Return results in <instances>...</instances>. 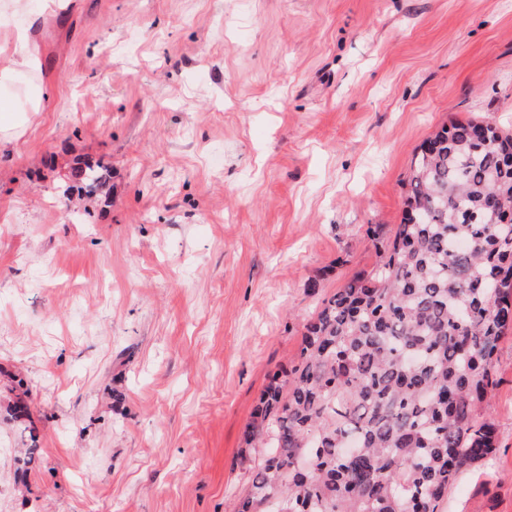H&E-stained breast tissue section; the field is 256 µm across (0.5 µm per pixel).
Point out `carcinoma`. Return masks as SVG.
<instances>
[{"instance_id": "carcinoma-1", "label": "carcinoma", "mask_w": 512, "mask_h": 512, "mask_svg": "<svg viewBox=\"0 0 512 512\" xmlns=\"http://www.w3.org/2000/svg\"><path fill=\"white\" fill-rule=\"evenodd\" d=\"M88 197L110 175L75 168ZM306 325L243 431L263 461L238 512H441L495 448L479 419L512 329V133L454 120L411 162L405 217Z\"/></svg>"}]
</instances>
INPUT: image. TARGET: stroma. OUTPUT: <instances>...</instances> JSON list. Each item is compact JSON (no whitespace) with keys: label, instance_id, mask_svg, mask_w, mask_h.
Instances as JSON below:
<instances>
[{"label":"stroma","instance_id":"35a3bbf8","mask_svg":"<svg viewBox=\"0 0 512 512\" xmlns=\"http://www.w3.org/2000/svg\"><path fill=\"white\" fill-rule=\"evenodd\" d=\"M32 48L51 96L0 147V512H238L243 428L378 262L420 145L512 131V0H64ZM494 371L496 448L445 512H512V332ZM109 172L107 166L96 162L75 168L74 177L86 196L95 197L106 186L110 178Z\"/></svg>","mask_w":512,"mask_h":512}]
</instances>
